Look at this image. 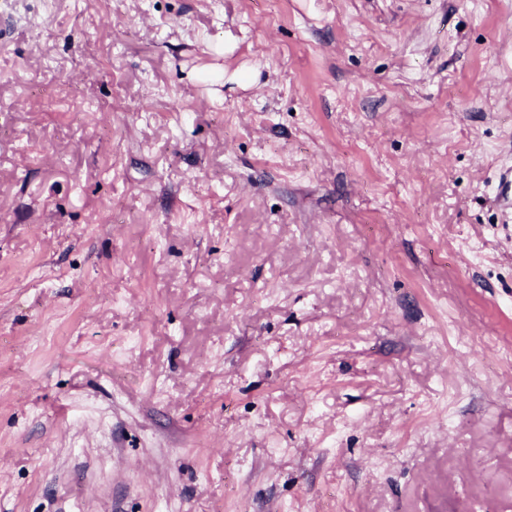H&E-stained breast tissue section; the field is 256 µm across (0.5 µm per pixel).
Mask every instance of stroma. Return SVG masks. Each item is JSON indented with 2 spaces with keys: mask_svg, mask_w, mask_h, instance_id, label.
Instances as JSON below:
<instances>
[{
  "mask_svg": "<svg viewBox=\"0 0 512 512\" xmlns=\"http://www.w3.org/2000/svg\"><path fill=\"white\" fill-rule=\"evenodd\" d=\"M512 0H0V512H512Z\"/></svg>",
  "mask_w": 512,
  "mask_h": 512,
  "instance_id": "obj_1",
  "label": "stroma"
}]
</instances>
